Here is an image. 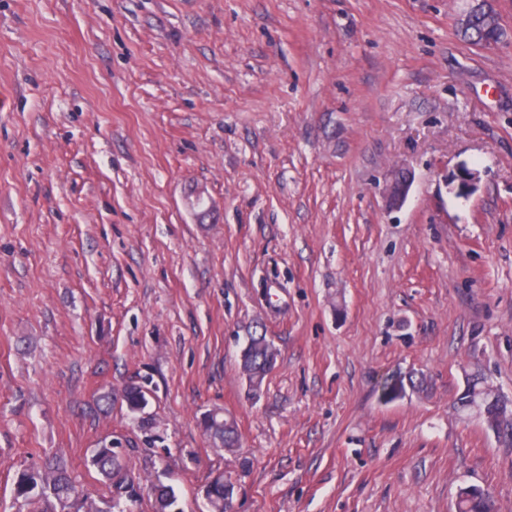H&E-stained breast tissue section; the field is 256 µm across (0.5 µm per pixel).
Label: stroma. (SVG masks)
<instances>
[{"label":"stroma","mask_w":512,"mask_h":512,"mask_svg":"<svg viewBox=\"0 0 512 512\" xmlns=\"http://www.w3.org/2000/svg\"><path fill=\"white\" fill-rule=\"evenodd\" d=\"M491 3L508 37L480 46L465 0H0V512L48 454L109 498L106 438L130 512L157 479L202 512L218 473L233 512H456L470 486L512 512V442L455 408L474 373L512 400V0ZM251 332L278 352L255 395ZM412 183L413 175L410 168L400 167L395 171L392 180L382 191L388 211H396L404 206ZM206 434L216 445H221L228 451H234L238 446L239 433L235 421L232 419L230 424L227 421L216 419L205 429ZM97 447L93 450L94 454L98 456V463L94 466L96 470L109 481V488L124 489V491H119L120 494L129 493V497H131L134 490L133 482H125L123 478L121 481H113L115 475L120 474L122 469L121 451L116 450L118 448L111 446L106 439L100 441Z\"/></svg>","instance_id":"stroma-1"}]
</instances>
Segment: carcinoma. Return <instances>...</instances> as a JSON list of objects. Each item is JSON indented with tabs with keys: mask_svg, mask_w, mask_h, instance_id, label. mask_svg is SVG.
Listing matches in <instances>:
<instances>
[{
	"mask_svg": "<svg viewBox=\"0 0 512 512\" xmlns=\"http://www.w3.org/2000/svg\"><path fill=\"white\" fill-rule=\"evenodd\" d=\"M478 9L474 11L469 24L461 29L464 38L480 45L498 44L507 37L505 28L493 27L486 19L488 6L483 0H475ZM250 341L248 355L242 369L249 375L255 390H260L263 380L272 369L271 361L277 353L271 351L267 338H258L252 334L246 337ZM486 382L482 377H474L469 381L467 389L458 399L461 409L484 418V412L490 407V399L485 391ZM150 393L148 383L142 380L126 388L125 401L127 408L138 405L139 401ZM206 434L217 445L229 451L235 450L239 442L236 423L230 424L215 420L205 428ZM98 456L96 470L110 486L132 493L133 482L116 481L114 477L121 472V451L109 444L107 440L98 443L94 449ZM209 493V512H224V475L219 473L207 483ZM16 512H103L96 499L88 493H81L67 470L66 464L60 460H50L42 466L27 467L16 473L14 490ZM178 497L171 485L154 486L153 512H175ZM458 512H492L495 509L493 497L483 489L469 488L460 492L457 502Z\"/></svg>",
	"mask_w": 512,
	"mask_h": 512,
	"instance_id": "1",
	"label": "carcinoma"
}]
</instances>
